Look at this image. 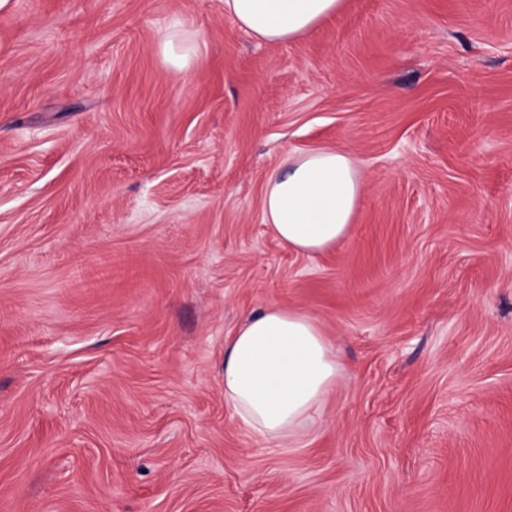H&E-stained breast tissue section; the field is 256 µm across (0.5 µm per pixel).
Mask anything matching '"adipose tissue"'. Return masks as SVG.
Here are the masks:
<instances>
[{
  "label": "adipose tissue",
  "mask_w": 512,
  "mask_h": 512,
  "mask_svg": "<svg viewBox=\"0 0 512 512\" xmlns=\"http://www.w3.org/2000/svg\"><path fill=\"white\" fill-rule=\"evenodd\" d=\"M341 0H224L229 16L265 42L302 37ZM362 187L356 160L334 148L287 156L266 179L265 224L290 249L325 251L350 232ZM340 366L310 315L270 306L238 326L224 346V400L247 432L283 443L336 390Z\"/></svg>",
  "instance_id": "adipose-tissue-1"
}]
</instances>
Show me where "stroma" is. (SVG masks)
I'll use <instances>...</instances> for the list:
<instances>
[{
	"instance_id": "1",
	"label": "stroma",
	"mask_w": 512,
	"mask_h": 512,
	"mask_svg": "<svg viewBox=\"0 0 512 512\" xmlns=\"http://www.w3.org/2000/svg\"><path fill=\"white\" fill-rule=\"evenodd\" d=\"M318 147L361 196L303 254L262 196ZM271 305L341 363L284 448L224 401ZM0 512H512V0H342L285 43L224 0H8ZM159 47L169 63L179 70H183L188 61V49L180 43L175 33L166 31L159 38Z\"/></svg>"
}]
</instances>
